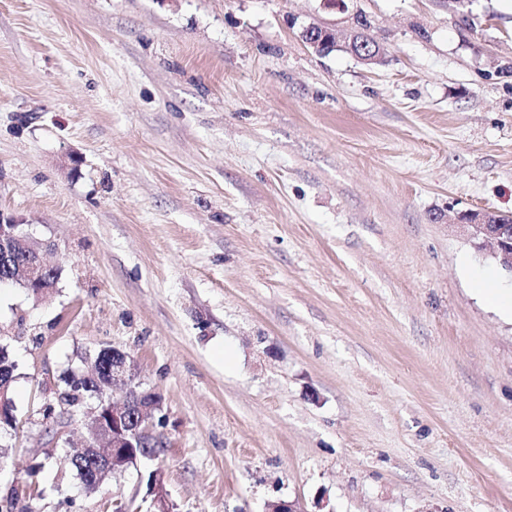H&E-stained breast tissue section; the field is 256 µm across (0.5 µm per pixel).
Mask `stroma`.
<instances>
[{
  "label": "stroma",
  "mask_w": 512,
  "mask_h": 512,
  "mask_svg": "<svg viewBox=\"0 0 512 512\" xmlns=\"http://www.w3.org/2000/svg\"><path fill=\"white\" fill-rule=\"evenodd\" d=\"M371 23L383 60L316 54ZM81 159L77 169L67 155ZM512 215V0H0V211L54 292L0 283L18 423L0 504L512 512V285L460 212ZM163 401L155 459L85 492L40 410L103 348ZM326 36L336 37L335 30L321 23H309L303 26L301 31L302 39L314 50L315 53L322 54V40ZM472 285V289L481 295L491 306L512 315V289L506 288L486 274L474 275L472 277ZM151 474L147 479L148 492L146 497L143 498L144 502L150 499L146 512H172L171 502L164 486L162 470L156 469ZM151 478L152 482L150 483Z\"/></svg>",
  "instance_id": "obj_1"
}]
</instances>
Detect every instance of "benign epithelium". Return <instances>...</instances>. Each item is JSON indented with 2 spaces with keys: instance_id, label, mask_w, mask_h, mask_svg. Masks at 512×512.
Instances as JSON below:
<instances>
[{
  "instance_id": "7a95c632",
  "label": "benign epithelium",
  "mask_w": 512,
  "mask_h": 512,
  "mask_svg": "<svg viewBox=\"0 0 512 512\" xmlns=\"http://www.w3.org/2000/svg\"><path fill=\"white\" fill-rule=\"evenodd\" d=\"M335 35V30L321 23H310L302 28V39L319 53L322 40ZM26 220L15 214L0 211V255L9 269L8 278L19 272L18 281L37 297L45 296L57 288L59 270L44 259L49 242L33 239L23 230ZM457 226L476 240L475 246L490 247L492 257L506 270L512 272V217L493 210H469L457 216ZM94 361L103 377L112 383L125 386L122 402H115L102 387L91 391L96 404L86 410L88 435L95 440H108L112 456L108 463L123 462L121 468H112L114 477L123 476L129 468L137 466L141 457L153 454V449L163 447L155 433L152 418L155 404L154 391L133 383L124 353L112 350V361L103 363L102 356ZM143 501L149 502L146 512H172L162 470L152 472V482Z\"/></svg>"
}]
</instances>
